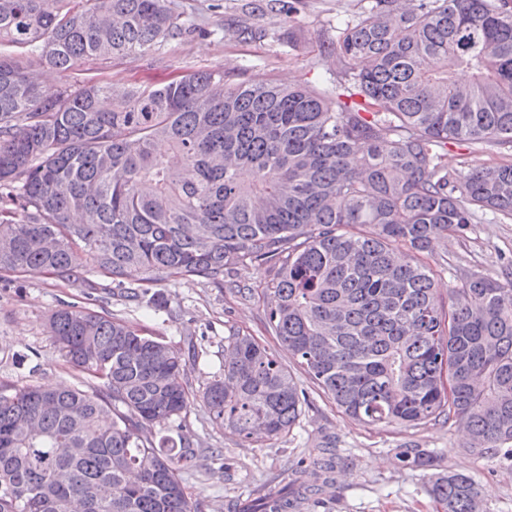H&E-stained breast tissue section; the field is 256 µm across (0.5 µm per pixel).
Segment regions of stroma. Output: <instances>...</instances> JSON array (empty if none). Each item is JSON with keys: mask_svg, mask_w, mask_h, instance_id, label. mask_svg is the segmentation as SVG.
<instances>
[{"mask_svg": "<svg viewBox=\"0 0 512 512\" xmlns=\"http://www.w3.org/2000/svg\"><path fill=\"white\" fill-rule=\"evenodd\" d=\"M174 2L185 19L199 25V33L170 41L154 54L89 70L61 73L41 65L37 71L42 82L75 86L93 77L120 90L135 82L162 85L177 74L221 69L240 80L268 74L282 84L322 89L341 65L336 56L320 55L319 45L330 27L361 7L360 0H301L292 18L289 0ZM240 18L265 30V38L239 40L230 23ZM430 258L444 267L436 282L443 297L473 270L501 278L503 263L512 259V223L483 215L466 236L438 240ZM87 277L85 286L38 271L0 277V385L74 386L84 381V374L56 351L49 332L51 313L66 304L124 320L181 353L195 351L198 361L188 370L193 399L182 417L199 456L196 467L184 472L183 482L201 512H235L240 501L275 494L303 480L319 459L322 444L330 446L335 458L333 482L310 496L301 512H443L426 492L429 471L401 463L396 457L401 448L427 449L436 457L438 471L472 478L483 512H512V462L467 452L458 421L432 419L412 428L368 426L342 414L267 330L266 312L275 302L263 293L269 278L266 266L236 269L234 281L255 291L246 299L196 277L159 282L154 290L167 306L156 312L126 299L96 271H88ZM233 329L266 345L309 396L298 424L279 440L232 436L211 420L200 398L219 368L224 338ZM215 449L221 450L222 460L212 459Z\"/></svg>", "mask_w": 512, "mask_h": 512, "instance_id": "obj_1", "label": "stroma"}]
</instances>
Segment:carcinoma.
<instances>
[{
	"instance_id": "1",
	"label": "carcinoma",
	"mask_w": 512,
	"mask_h": 512,
	"mask_svg": "<svg viewBox=\"0 0 512 512\" xmlns=\"http://www.w3.org/2000/svg\"><path fill=\"white\" fill-rule=\"evenodd\" d=\"M194 33L172 0H0V44L30 56L0 54V273L91 288L93 268L140 301L161 281L222 288L236 266L264 265L268 330L342 413L374 426L455 418L469 452L512 460V263L501 281L468 273L444 301L424 257L488 212L512 221V161H445L450 142L512 146V0H369L320 45L344 66L322 90L216 69L117 96L93 78L45 88L31 72ZM49 328L101 384L0 386V512H199L182 478L197 459L179 423L189 361L109 315L61 308ZM202 402L232 435L279 440L306 392L233 331ZM400 460L431 466L420 448ZM332 470L240 512H293ZM101 481L112 499L93 502ZM429 493L443 512H480L467 476L439 474Z\"/></svg>"
}]
</instances>
